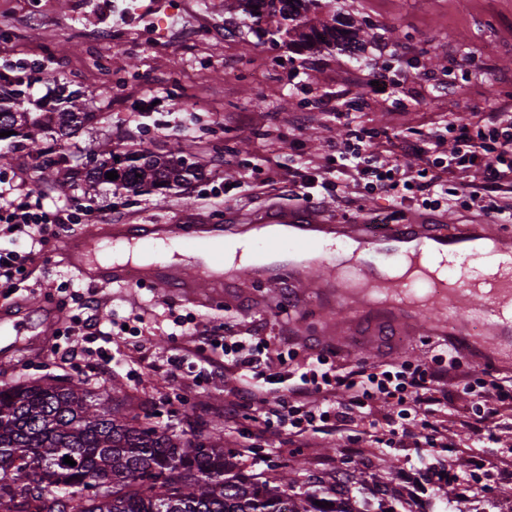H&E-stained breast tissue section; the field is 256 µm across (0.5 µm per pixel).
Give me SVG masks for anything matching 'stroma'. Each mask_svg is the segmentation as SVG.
I'll list each match as a JSON object with an SVG mask.
<instances>
[{
  "instance_id": "35a3bbf8",
  "label": "stroma",
  "mask_w": 512,
  "mask_h": 512,
  "mask_svg": "<svg viewBox=\"0 0 512 512\" xmlns=\"http://www.w3.org/2000/svg\"><path fill=\"white\" fill-rule=\"evenodd\" d=\"M343 2L374 26V38L357 60L326 50L307 61L269 43L244 54L239 35L224 30V0H0V74L11 77L36 62L90 97L94 117L70 139L71 149L109 136L157 153H191L203 165L199 178L162 202L156 194L109 184L61 194L34 182L31 161L21 151L0 164V190L42 196L45 207L72 217L34 252L26 296L54 302L63 328L81 315L82 299L91 297L102 320L118 326L110 340L88 341L87 353L76 358L64 336L49 346H28L0 363V385L58 378L105 394L117 384L134 404H156L160 423L190 414L201 430L223 419L225 403L235 401L239 421L225 429L224 445L248 473L270 479L297 463L296 487L303 491L308 475H335L344 460L364 476L354 497L393 481L405 487L395 512H422L428 502L433 512H448L454 487L426 480L413 485L406 475L449 465L474 474L477 493L465 502L466 512H512L506 499L512 481L498 479L494 469L512 448V432L484 440L471 453L431 454L418 422L410 425L404 447L372 453L329 426L301 438L264 429L258 406L238 394L242 378L220 368L200 375L201 364L185 356L186 339L176 335L175 323L191 320L204 336H258L273 355L313 345L348 367L433 364L442 348L430 337L389 338L374 350L355 338L333 341L315 302L276 313L288 290L284 282L254 289L251 301L234 306L215 288L212 303L202 305L158 288L94 287L59 263L62 239L92 218L166 224L293 210L291 191L305 177L317 181L323 198L318 213L335 220L381 217L401 224L424 212L419 195L402 201L393 192L358 194L347 177L329 173L331 146L357 130L370 135L378 150L416 168L421 161L413 149L428 134L443 135L453 146L451 118L474 123L481 113L512 107V0ZM377 73L386 82L381 91L369 84ZM474 407V398L452 385L447 412L432 418L449 440L464 443L468 434L460 420Z\"/></svg>"
}]
</instances>
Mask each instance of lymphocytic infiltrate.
Instances as JSON below:
<instances>
[{
    "mask_svg": "<svg viewBox=\"0 0 512 512\" xmlns=\"http://www.w3.org/2000/svg\"><path fill=\"white\" fill-rule=\"evenodd\" d=\"M449 131L455 132V145L448 154V169H473L479 172L482 181L475 185L472 193L488 198L483 208L484 215L497 222L512 221V113L495 111L487 113L484 126L471 130L469 123L457 120L449 122ZM339 170L352 171L356 181L362 182L365 191L394 187L395 177L403 165L399 162L389 166L377 164L375 151L366 140L345 141L333 144ZM62 210H45L42 202L31 201L29 196L0 202V223L8 233L30 239L32 245H43L53 225L65 223ZM224 357L228 366L250 372L253 381L245 388L248 399L267 406L282 430L301 427L316 428L317 424H331L343 431L354 426L358 429V440L364 447L395 445L398 429L380 434L372 416L370 405L374 396L385 401L404 403L412 400L415 406L437 405L447 407L448 390L443 375L426 366L406 365L401 370L386 375L369 373L363 379L353 375L337 374L329 365L327 357H318V369L303 372L296 383L289 385L285 394L267 399L260 386L272 381V367L256 358L253 349L236 336L224 339ZM463 358L459 353L448 355V372L458 374L465 386H478L484 398L483 411L476 418L467 420L470 439L482 442L485 438L486 419L500 416L505 406L512 404V385L463 371ZM342 387L346 398L327 405H315L308 397L313 393Z\"/></svg>",
    "mask_w": 512,
    "mask_h": 512,
    "instance_id": "1",
    "label": "lymphocytic infiltrate"
}]
</instances>
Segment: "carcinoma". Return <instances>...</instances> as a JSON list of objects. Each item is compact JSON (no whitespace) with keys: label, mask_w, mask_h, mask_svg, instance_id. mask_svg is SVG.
Returning <instances> with one entry per match:
<instances>
[{"label":"carcinoma","mask_w":512,"mask_h":512,"mask_svg":"<svg viewBox=\"0 0 512 512\" xmlns=\"http://www.w3.org/2000/svg\"><path fill=\"white\" fill-rule=\"evenodd\" d=\"M224 12L242 14L257 48L282 42L319 52L337 49L351 57L364 50V20L336 13V0H224ZM18 89L0 93V137L8 150H26L34 178L67 192L83 184L111 183L130 192L181 187L200 174L191 155H160L148 148L112 145L60 153L53 144L90 119L80 92L58 107L36 104ZM115 171L111 181L106 173ZM152 413L136 411L116 386L98 396L53 379L0 387V508L4 512H371L347 495L363 483L353 470L343 482L310 478L311 492L297 493L280 476L246 474L224 448V431L187 436L161 428ZM73 458L76 465L63 462ZM401 498L390 484L381 489L377 512ZM328 502L322 508L314 501Z\"/></svg>","instance_id":"obj_1"}]
</instances>
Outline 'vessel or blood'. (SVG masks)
Returning <instances> with one entry per match:
<instances>
[{
  "label": "vessel or blood",
  "instance_id": "vessel-or-blood-1",
  "mask_svg": "<svg viewBox=\"0 0 512 512\" xmlns=\"http://www.w3.org/2000/svg\"><path fill=\"white\" fill-rule=\"evenodd\" d=\"M250 233L256 262L234 270L228 286L254 288L288 282L295 301L313 296L323 307L342 306L332 329L355 332L370 311L367 336L387 331L424 334L462 343L471 360L497 363L512 348V234L492 222L434 224L414 215L404 223L372 230L362 221L334 223L320 215L289 210L251 224H115L95 218L68 236L62 263L96 286L146 284L176 290L201 301L216 287L224 267L226 239ZM185 249L183 262H102L97 251L117 246ZM448 258L438 275L426 263ZM368 319V318H367ZM54 306L28 297L0 305V355L16 356L22 337L41 341L54 335Z\"/></svg>",
  "mask_w": 512,
  "mask_h": 512
}]
</instances>
